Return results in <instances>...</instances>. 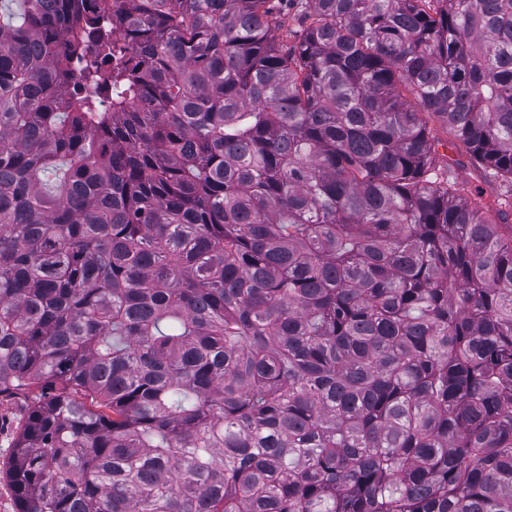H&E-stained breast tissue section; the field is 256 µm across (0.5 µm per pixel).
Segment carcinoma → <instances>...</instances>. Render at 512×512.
<instances>
[{
	"instance_id": "cac0c4a2",
	"label": "carcinoma",
	"mask_w": 512,
	"mask_h": 512,
	"mask_svg": "<svg viewBox=\"0 0 512 512\" xmlns=\"http://www.w3.org/2000/svg\"><path fill=\"white\" fill-rule=\"evenodd\" d=\"M295 2L0 22L18 512H512V0ZM438 150L440 154L448 156V163L456 172L459 181L465 183L468 189L479 188L486 201L493 204L497 199L510 193L512 186L507 182L491 177L486 171L471 163L470 154L463 144L458 143L451 150L439 146Z\"/></svg>"
}]
</instances>
